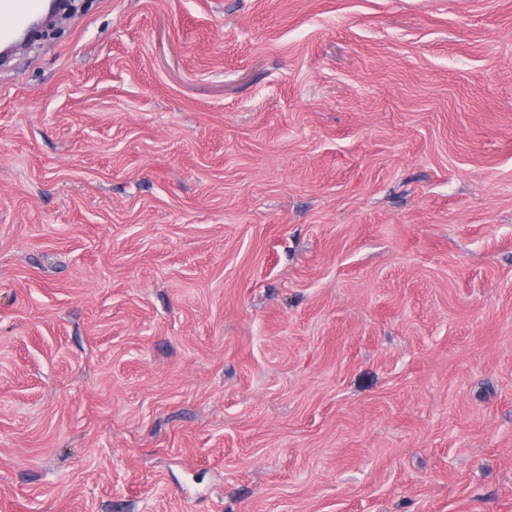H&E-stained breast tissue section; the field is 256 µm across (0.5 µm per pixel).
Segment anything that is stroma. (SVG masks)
Here are the masks:
<instances>
[{
	"label": "stroma",
	"instance_id": "1",
	"mask_svg": "<svg viewBox=\"0 0 512 512\" xmlns=\"http://www.w3.org/2000/svg\"><path fill=\"white\" fill-rule=\"evenodd\" d=\"M0 69V512H512V0H86Z\"/></svg>",
	"mask_w": 512,
	"mask_h": 512
}]
</instances>
